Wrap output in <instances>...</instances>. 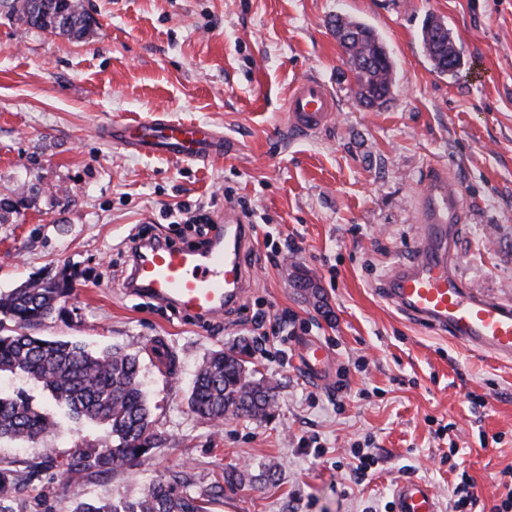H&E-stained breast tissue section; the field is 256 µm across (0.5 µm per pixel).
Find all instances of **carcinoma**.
<instances>
[{
	"mask_svg": "<svg viewBox=\"0 0 512 512\" xmlns=\"http://www.w3.org/2000/svg\"><path fill=\"white\" fill-rule=\"evenodd\" d=\"M0 13L28 30L76 40L86 37L95 24L81 0H0ZM439 30L430 20L424 23L422 48L437 72L453 73L461 64L460 53L448 31L442 44L434 42ZM334 32L354 74L359 103L367 109L383 107L397 81L387 45L370 26L347 16H336ZM71 286L70 278L63 275L0 293V373H21L42 383L71 418L108 431L110 439L79 447L71 456L68 472L81 477L90 470L104 473L144 461L162 442V435L152 429L137 355L120 349L99 351L28 332L62 311ZM8 321L14 328L6 327ZM255 374L242 353L212 352L194 377L189 396L192 411L209 420L227 413L245 419L270 417L273 387ZM55 425L54 418L35 407L25 392L0 396V439L45 441ZM22 486L18 474L0 470V512H14ZM207 504L204 495L187 492L175 480L153 484L134 500L82 501L73 512H208Z\"/></svg>",
	"mask_w": 512,
	"mask_h": 512,
	"instance_id": "obj_1",
	"label": "carcinoma"
}]
</instances>
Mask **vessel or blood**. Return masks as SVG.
<instances>
[{"mask_svg": "<svg viewBox=\"0 0 512 512\" xmlns=\"http://www.w3.org/2000/svg\"><path fill=\"white\" fill-rule=\"evenodd\" d=\"M337 110L336 97L318 77L299 80L289 91L286 112L290 130L324 131ZM114 142L139 154L208 161L222 157L224 138L206 122L151 120L114 125ZM464 195L446 169L427 175L417 195L421 228L414 258L392 266L382 293L399 313L448 332L477 352L512 359V305L469 287L453 261L452 244L464 220ZM252 229L233 214L210 232L207 243L189 248L145 239L125 282L127 293L171 306L185 315L208 320L235 307L247 286L243 250ZM307 376L329 378L331 356L323 344L305 339L298 348ZM394 512H438V499L425 482H397Z\"/></svg>", "mask_w": 512, "mask_h": 512, "instance_id": "1", "label": "vessel or blood"}]
</instances>
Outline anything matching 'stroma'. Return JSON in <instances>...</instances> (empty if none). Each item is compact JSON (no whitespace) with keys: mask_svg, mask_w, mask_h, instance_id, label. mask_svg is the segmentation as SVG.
<instances>
[{"mask_svg":"<svg viewBox=\"0 0 512 512\" xmlns=\"http://www.w3.org/2000/svg\"><path fill=\"white\" fill-rule=\"evenodd\" d=\"M96 19L80 41L28 30L0 15V193L24 204L0 224V292L46 276H72L64 316L41 335L137 354L163 443L140 465L73 481L66 465L104 430L74 424L42 385L0 375V393L26 390L57 425L47 441L0 440V467L24 478L16 512H72L75 501L133 498L186 477L187 491L216 492L211 512H385L396 482L421 479L449 512L463 464L482 503L512 468V360L470 350L410 320L383 299L391 265L417 245L415 201L442 166L467 199L455 263L468 285L512 300V0H82ZM373 26L397 66L393 97L360 107L333 32L336 15ZM445 18L461 55L436 72L420 46L426 17ZM334 92L332 127L286 132L284 100L307 76ZM165 113L210 123L228 145L202 162L131 153L108 127ZM222 221L252 208L281 234L252 238L249 290L231 313L206 322L128 295L129 236L181 242L192 225L170 223L181 203ZM299 244L265 262L284 236ZM295 318L285 365L255 343L256 311ZM333 357L324 385L304 374L300 340ZM163 341L174 369L150 352ZM246 349L275 387L272 415L216 424L188 396L215 350ZM347 386L337 390L338 379ZM485 399V407L471 397ZM446 426L460 448L432 433ZM328 452L315 458L304 440ZM376 465L355 484L354 442ZM246 472L228 484L225 472Z\"/></svg>","mask_w":512,"mask_h":512,"instance_id":"stroma-1","label":"stroma"}]
</instances>
